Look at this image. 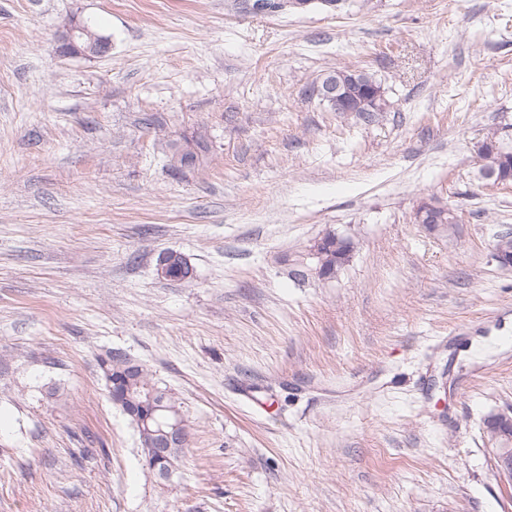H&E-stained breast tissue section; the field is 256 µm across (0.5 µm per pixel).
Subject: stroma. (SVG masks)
Listing matches in <instances>:
<instances>
[{"mask_svg":"<svg viewBox=\"0 0 512 512\" xmlns=\"http://www.w3.org/2000/svg\"><path fill=\"white\" fill-rule=\"evenodd\" d=\"M74 20L109 51L59 56ZM339 66L391 112L301 96ZM504 115L512 0H0V512H512L483 434L512 409V186L474 153ZM202 125L208 160L172 174L165 140ZM425 197L454 234L412 222ZM329 230L350 265L296 286L279 256ZM171 249L188 281L157 276ZM109 350L182 406L169 480Z\"/></svg>","mask_w":512,"mask_h":512,"instance_id":"stroma-1","label":"stroma"}]
</instances>
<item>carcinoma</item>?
<instances>
[{"label":"carcinoma","instance_id":"carcinoma-1","mask_svg":"<svg viewBox=\"0 0 512 512\" xmlns=\"http://www.w3.org/2000/svg\"><path fill=\"white\" fill-rule=\"evenodd\" d=\"M490 132L492 135L484 136L488 143L478 156L479 173L494 169L498 173L508 174L510 178L506 180L494 178L488 181L492 186H507L512 184V123L498 124ZM177 144L185 150V154L178 159L168 157L169 169L176 173L194 165L210 151V139L204 130H195L189 135L184 134L170 141L167 144L168 150H173ZM356 248L357 243L338 241L331 231H326V235L320 239L316 257H309L305 246L294 252V259L304 262L306 268L318 271L316 275L297 278L295 282L329 284L337 281L352 261ZM128 361L129 357L110 351L98 357L101 378L113 404L121 409L128 399L145 404V412L149 418L136 424L141 446L145 448L150 439L166 431L171 421H182L184 416L178 399L170 390L154 381L145 365H140V369L132 373L128 369Z\"/></svg>","mask_w":512,"mask_h":512}]
</instances>
